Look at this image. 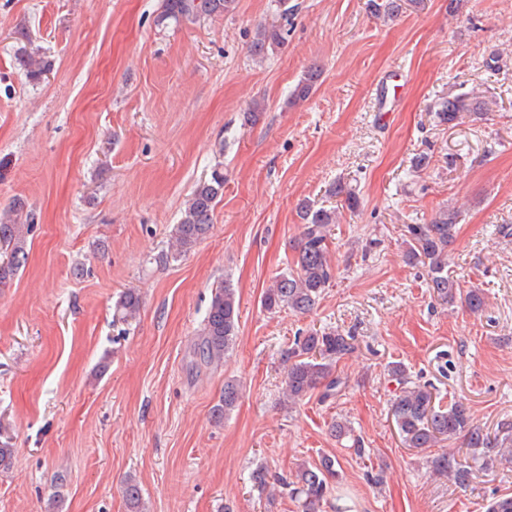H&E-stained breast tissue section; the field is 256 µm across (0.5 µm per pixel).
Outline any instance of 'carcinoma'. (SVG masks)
Wrapping results in <instances>:
<instances>
[{"label": "carcinoma", "mask_w": 512, "mask_h": 512, "mask_svg": "<svg viewBox=\"0 0 512 512\" xmlns=\"http://www.w3.org/2000/svg\"><path fill=\"white\" fill-rule=\"evenodd\" d=\"M282 23L262 26L251 46L253 57L264 59L269 52L283 44L287 33L285 23L291 15L288 0H274ZM237 0H164V11L158 22H180L197 16H222L236 10ZM368 8L375 17H395L402 10V0H369ZM322 67L312 64L292 92L295 100H306L313 93L321 77ZM491 102L474 91L442 100L435 112L441 126H456L464 115H483ZM224 193V171L215 169L209 179L195 186L182 217L175 227L177 249L175 254L188 250L205 238L213 224V213L218 199ZM329 194L344 197L347 210L359 206L354 191L343 184L334 185ZM303 221L301 242L297 258L287 272L274 278L273 285L261 296L262 307L270 312L289 310L295 313L311 311L333 278V267L328 256L330 227L337 223L336 209L317 207L305 200L299 207ZM457 213L442 210L428 224H409L408 259L426 265L429 287L442 303L454 302L460 292L449 265V247L456 239ZM32 225L14 212L8 220L0 217V284L10 281L26 260L27 238ZM141 297L133 290L121 293L115 311L118 320L128 324L137 319L141 310ZM239 304L236 291L225 283L216 287L197 343L200 359L206 364L219 365L224 355L234 346L238 336ZM354 351L352 338L339 332L310 331L294 340L285 351L288 360L286 392L292 402L303 400L315 390H323L328 398L339 394L345 380L335 373L340 359ZM389 377L400 390L395 395L391 412L401 442L406 448L426 450L442 441L463 438L464 447L443 449L431 460L433 471L448 478L458 487L470 485L473 471L490 468L498 461L512 457V423H503L493 435L475 424L463 404L450 400L435 402L425 385L411 380L404 365L397 363L389 369ZM239 399L238 385L229 380L224 383V394L212 410L215 422L233 410ZM14 448L10 437L0 432V470L11 467ZM339 461L324 455L316 462H306L296 471L292 492L299 499L302 512H323L332 485L338 482ZM128 512H144V501L139 484L131 480L124 488Z\"/></svg>", "instance_id": "carcinoma-1"}]
</instances>
